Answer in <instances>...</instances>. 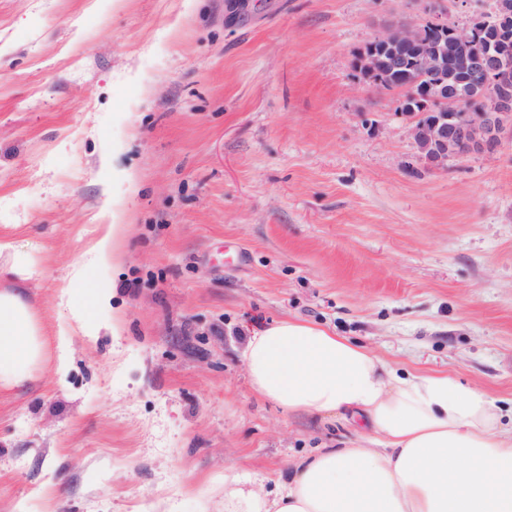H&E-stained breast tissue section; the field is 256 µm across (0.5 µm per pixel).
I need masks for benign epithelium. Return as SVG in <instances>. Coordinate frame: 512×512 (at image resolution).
Returning a JSON list of instances; mask_svg holds the SVG:
<instances>
[{
	"label": "benign epithelium",
	"mask_w": 512,
	"mask_h": 512,
	"mask_svg": "<svg viewBox=\"0 0 512 512\" xmlns=\"http://www.w3.org/2000/svg\"><path fill=\"white\" fill-rule=\"evenodd\" d=\"M423 24L398 23L374 36L376 41L391 42L397 49L392 60L379 55L365 57L360 65L378 73L415 53L421 46ZM472 27H452L449 57L467 64L473 75L468 87L450 85L437 88L427 78L441 72L446 56L423 53V75L419 92L405 91L423 100L424 113L410 121L413 141L431 168H442L450 158L492 153L507 139L512 141V57L494 51L474 55ZM481 101L474 112L463 108L464 102Z\"/></svg>",
	"instance_id": "benign-epithelium-1"
}]
</instances>
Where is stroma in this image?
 <instances>
[{
    "label": "stroma",
    "instance_id": "obj_1",
    "mask_svg": "<svg viewBox=\"0 0 512 512\" xmlns=\"http://www.w3.org/2000/svg\"><path fill=\"white\" fill-rule=\"evenodd\" d=\"M492 6L0 0V225L47 334L108 200L128 226L97 270L119 334L0 391V512H224L225 471L360 441L253 390L243 348L283 318L512 398V142L428 167L352 69L390 23Z\"/></svg>",
    "mask_w": 512,
    "mask_h": 512
}]
</instances>
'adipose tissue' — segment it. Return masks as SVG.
Returning a JSON list of instances; mask_svg holds the SVG:
<instances>
[{"label":"adipose tissue","mask_w":512,"mask_h":512,"mask_svg":"<svg viewBox=\"0 0 512 512\" xmlns=\"http://www.w3.org/2000/svg\"><path fill=\"white\" fill-rule=\"evenodd\" d=\"M60 296L66 311L48 341L25 281L39 271L12 237L0 235V388L25 386L56 354L67 366L69 336L98 335L112 290L96 269L116 261L123 231L116 205ZM243 360L256 393L291 414L335 416L369 432L367 444L324 448L295 461L266 489L260 476H224V512H512V426L485 391L446 372L403 371L366 346L320 326L283 319L254 330Z\"/></svg>","instance_id":"obj_1"}]
</instances>
